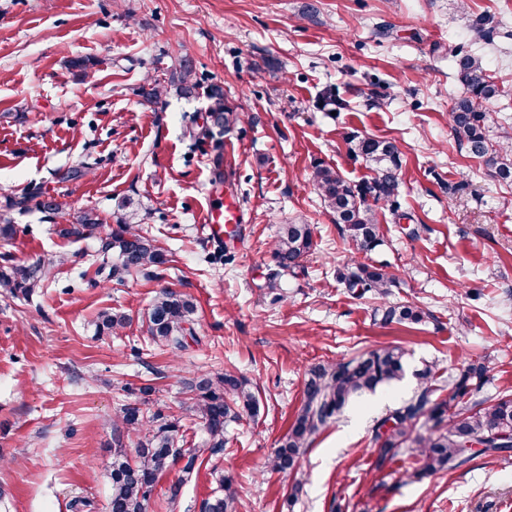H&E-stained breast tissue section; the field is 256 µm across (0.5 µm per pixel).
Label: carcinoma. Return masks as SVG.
I'll return each mask as SVG.
<instances>
[{"label": "carcinoma", "instance_id": "1", "mask_svg": "<svg viewBox=\"0 0 512 512\" xmlns=\"http://www.w3.org/2000/svg\"><path fill=\"white\" fill-rule=\"evenodd\" d=\"M458 77L464 94L457 99L448 120L458 142L477 158L486 159L492 176L512 183V133L505 132L503 141L491 143L488 132L496 125L498 113L490 108L498 96V88L490 80L483 58L470 52L455 55ZM199 88L193 68L182 60L170 70L163 82L142 86L140 95L149 104L157 103L171 92L191 97ZM211 115L215 127L228 133L240 121V113L227 103L224 89L212 85L208 90ZM355 156L366 161L374 177L360 184L346 180L339 172L318 165L313 180L325 207L335 217L351 245L352 252H368L379 245L381 227L376 205L389 207L397 214L395 200L399 184L401 162L397 147L385 140L372 137L359 139L352 148ZM39 197L38 205L46 213L66 218L69 209L59 197ZM139 212L128 208L106 237L100 239L99 270H109L108 276L122 279L125 275L152 274L168 262L166 251L157 240L137 229ZM100 223L91 211H83L62 229L63 234L85 237L95 234ZM314 241L308 224H284L273 242L272 256L275 269L267 273L265 287L271 291L282 287V278L296 274L304 258L312 251ZM54 258H40L30 265L0 268V294L29 297L43 286L54 267ZM337 280L353 294H373L384 297L395 284L394 277L384 267L358 264L337 273ZM194 303L185 295L162 290L155 298L147 321V333L155 344L175 353L186 349V336H194L190 328ZM384 324H417L425 312L412 302L385 305L376 309ZM126 324L122 313L103 311L97 317L101 334H111ZM489 367L482 361L469 363L459 379L448 391V397L435 398L436 371L427 365L415 371L418 389L408 400L400 403L380 418L374 428L379 462L410 448L420 466L408 478H421L459 467L482 455H506L512 452V394L476 403L462 405L468 383L481 385L488 376ZM406 373V353L395 345L381 346L365 355L339 358L311 366L303 390V401L288 432L269 458L267 467L291 481L294 488L302 484L299 459L315 438L351 400L377 388L403 379ZM193 395V410L204 422L207 439L205 448L218 452L226 447L224 427L242 414L254 415L258 399L248 380L233 370H225L216 378L199 376L187 383ZM452 412L447 425H442L447 412ZM430 416L437 421L433 428L421 432L417 425L421 418ZM120 419L135 434L134 458H128L120 436L113 437L111 495L108 512H146L159 476L182 458L184 476L193 475L202 449L180 446V419L156 412L150 416L135 405L121 409ZM475 442L478 448L470 450L465 443ZM237 491L233 481L224 479V494L216 495L204 504V512H236Z\"/></svg>", "mask_w": 512, "mask_h": 512}]
</instances>
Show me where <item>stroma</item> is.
I'll return each instance as SVG.
<instances>
[{
  "mask_svg": "<svg viewBox=\"0 0 512 512\" xmlns=\"http://www.w3.org/2000/svg\"><path fill=\"white\" fill-rule=\"evenodd\" d=\"M479 19L492 43L474 40ZM459 48L483 57L499 89L491 108L512 127V0H0V215L14 227L0 234V267L65 258L31 297L0 296V512H71L76 498L87 502L81 512H106L119 409L136 402L180 417L185 447H202L184 384L228 367L252 384L258 415L230 423L226 448L204 453L196 475L163 473L147 512H201L225 477L237 512H512V454L411 481V450L381 462L373 439L376 420L413 395V373L427 364L444 387L486 361L489 378L469 401L512 394V184L449 126L464 92L451 56ZM185 54L196 96L143 105L140 87ZM213 84L242 115L231 132H204ZM329 88L343 102L334 113L321 103ZM354 135L397 145L405 214L380 211L382 242L358 255L312 181L319 164L355 184L372 177L350 150ZM73 166L88 176L60 180ZM34 190L108 228L137 208L167 263L151 280L101 277L98 236H62L64 220L32 200L9 208ZM218 197L244 211L230 264L206 239ZM292 222L311 225L315 248L276 295L263 286L271 246ZM355 262L386 265L395 278L387 300L416 303L424 320L376 321L382 301L336 280ZM165 287L196 305L195 338L176 354L145 333ZM110 308L129 322L98 334L94 320ZM382 345L407 350V374L329 421L292 492L266 463L302 404L307 369ZM148 379L155 391L145 396Z\"/></svg>",
  "mask_w": 512,
  "mask_h": 512,
  "instance_id": "35a3bbf8",
  "label": "stroma"
}]
</instances>
